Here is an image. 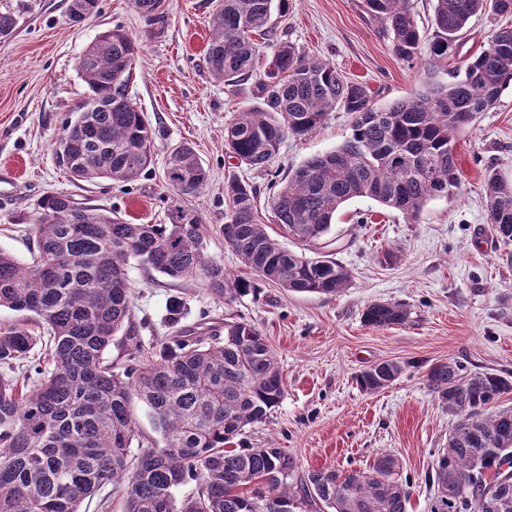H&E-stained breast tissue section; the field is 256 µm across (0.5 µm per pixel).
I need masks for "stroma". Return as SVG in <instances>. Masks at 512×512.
<instances>
[{"label": "stroma", "mask_w": 512, "mask_h": 512, "mask_svg": "<svg viewBox=\"0 0 512 512\" xmlns=\"http://www.w3.org/2000/svg\"><path fill=\"white\" fill-rule=\"evenodd\" d=\"M70 3L0 0V9L20 11L13 34L0 38V249L29 260L39 202L50 192L117 211L134 224L165 223L171 199L164 161L173 147L187 143L210 180L184 203L209 229V255L225 272L247 275L219 232L225 181L237 177L256 186L258 212L270 220L272 177L286 176L305 159L339 146L350 132L349 115L339 110L305 136H285L272 172L236 167L224 155V123L255 101L251 84L227 88L205 66L217 0H164L160 25L130 0H100L97 13L75 24ZM117 26L141 44L129 94L159 130L154 163L131 182L75 181L60 165L53 143L64 119L89 94L78 69L80 56L99 34ZM505 26L512 27V13L473 17L436 80H449L493 29ZM273 35L365 83L377 106L422 86L423 61L396 58L365 0H289ZM456 154L459 195L429 201L419 222L365 198L337 213L327 240L351 281L336 296L296 294L264 283L257 294L225 303L207 293L202 277L173 281L129 262L133 323L144 340L168 334L166 301L173 295L186 300L185 326L240 317L268 337L285 395L265 421L246 428L237 447L284 448L303 474L326 467L364 470L380 454H391L395 479L411 481L407 512H427L434 493L427 477L448 444L451 424L425 385L427 369L457 360L474 371L512 377V261L487 222L482 191L491 172L512 182V85L460 134ZM376 301L405 303L407 320L388 328L367 325L363 313ZM391 359L405 364L403 375L379 392L363 391L357 375Z\"/></svg>", "instance_id": "stroma-1"}]
</instances>
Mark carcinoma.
<instances>
[{"label": "carcinoma", "mask_w": 512, "mask_h": 512, "mask_svg": "<svg viewBox=\"0 0 512 512\" xmlns=\"http://www.w3.org/2000/svg\"><path fill=\"white\" fill-rule=\"evenodd\" d=\"M366 4L395 56L408 64L424 58L428 72L457 48L472 17L512 13V0H436L434 34L425 43L410 0ZM132 5L152 22L164 19L162 0ZM288 5L219 0L212 15L205 56L211 75L227 87L254 80L258 100L225 121L224 154L265 169L285 134L301 137L337 109L350 115V134L290 170L287 182L271 184L274 235L259 216L257 188L225 181L220 233L259 281L332 296L351 275L322 249L346 202L368 198L416 223L429 201L459 194L457 137L512 83V27L493 31L451 80L429 78L414 95L378 107L366 85L288 41L270 39L271 52L262 50L256 36L272 32L273 13ZM98 9L99 0H71V21ZM137 53L132 35L114 27L79 59L92 95L62 125L67 152L59 157L76 181L131 182L153 162L156 129L127 94ZM164 176L172 199L166 224H132L51 193L39 204L31 262L0 250V308L33 315L0 331V512H81L107 486L124 512H279L282 504L312 502L331 512H406L410 485L392 478L390 454L366 470L323 468L297 477L296 462L281 448L230 447L285 393L273 348L255 324L226 319L205 336L179 329L148 343L138 336L126 274L131 259L170 280L201 274L209 293L225 302L257 289L207 255L208 229L182 204L209 179L195 150L176 147ZM483 193L496 238L512 244V183L490 173ZM283 238L314 256L286 248ZM184 314V299L170 298L168 325L178 326ZM407 318L401 303L374 302L363 313L376 328ZM115 341L122 363L104 357ZM404 371L399 361H381L358 383L377 392ZM425 382L454 416L448 448L433 467L437 492L428 512H512V408L489 412L512 392V381L450 360L432 365ZM134 399L149 409L156 436L136 425Z\"/></svg>", "instance_id": "carcinoma-1"}]
</instances>
